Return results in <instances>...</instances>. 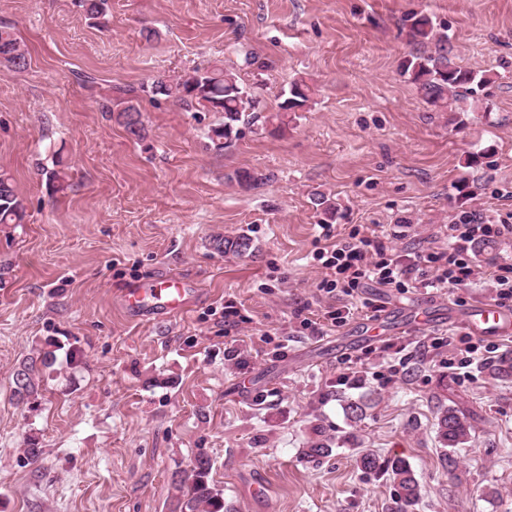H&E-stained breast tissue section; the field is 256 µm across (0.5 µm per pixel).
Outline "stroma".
Here are the masks:
<instances>
[{
	"mask_svg": "<svg viewBox=\"0 0 512 512\" xmlns=\"http://www.w3.org/2000/svg\"><path fill=\"white\" fill-rule=\"evenodd\" d=\"M108 4L95 20L79 0H0L28 49L24 69H0V170L27 214L0 225L12 268L0 282V512H175L173 483L201 451L228 512H392L391 484L356 467L357 448L409 462L421 485L410 512H512V376L486 364L462 385L417 357L385 387L338 382L345 355L412 338L420 310L430 330L448 328L489 302L485 284L462 288V306L384 293L382 336L361 315L324 336L300 329L301 312L335 303L317 289L315 194L335 202L338 233L407 220L425 236L465 211L512 216V0ZM417 11L447 36L451 63L492 76L488 112L437 111L401 76L406 56L435 50L401 24ZM214 64L264 116L298 78L316 92L286 133L245 125L217 151L213 113L151 92ZM119 86L136 91L144 138L104 109ZM59 161L71 187L54 195L40 170ZM244 171L266 180L243 186ZM241 235L252 254L215 250V237ZM168 274L199 288L192 309L129 318L121 292ZM48 338L81 360L59 357L31 410L11 398L12 371ZM449 406L473 426L453 469L435 426ZM315 424L334 451L311 462L301 450Z\"/></svg>",
	"mask_w": 512,
	"mask_h": 512,
	"instance_id": "35a3bbf8",
	"label": "stroma"
}]
</instances>
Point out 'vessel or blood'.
Listing matches in <instances>:
<instances>
[{"label": "vessel or blood", "instance_id": "b4317fda", "mask_svg": "<svg viewBox=\"0 0 512 512\" xmlns=\"http://www.w3.org/2000/svg\"><path fill=\"white\" fill-rule=\"evenodd\" d=\"M194 293L195 289L188 281L170 277L145 288L125 289L121 301L131 315L170 318L189 310ZM463 324L477 334H510L512 311L489 303L475 305L465 312Z\"/></svg>", "mask_w": 512, "mask_h": 512}]
</instances>
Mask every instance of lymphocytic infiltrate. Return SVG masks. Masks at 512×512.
Here are the masks:
<instances>
[{
    "label": "lymphocytic infiltrate",
    "mask_w": 512,
    "mask_h": 512,
    "mask_svg": "<svg viewBox=\"0 0 512 512\" xmlns=\"http://www.w3.org/2000/svg\"><path fill=\"white\" fill-rule=\"evenodd\" d=\"M412 230L409 224H393L378 235L358 225L348 233L337 234L331 225H322L321 243L312 254L322 270L317 288L336 297L337 305L317 318L303 319L302 328L320 335L344 325L356 314L381 312L382 302L367 291L371 285L447 294L480 279L489 288L493 303L512 310V256L502 255L486 265L477 259L479 244L512 242V224H489L477 214L465 212L457 222L441 225L444 244L420 248L404 244ZM511 342L505 336L478 338L454 327L423 336L412 346H396L383 372L362 358L344 357L341 380L353 388L363 387L371 379L389 382L405 374L415 354L420 353L438 361L457 382L471 383L479 367Z\"/></svg>",
    "instance_id": "1"
}]
</instances>
